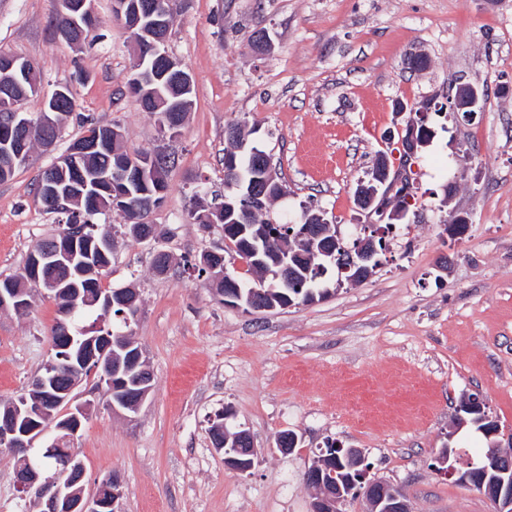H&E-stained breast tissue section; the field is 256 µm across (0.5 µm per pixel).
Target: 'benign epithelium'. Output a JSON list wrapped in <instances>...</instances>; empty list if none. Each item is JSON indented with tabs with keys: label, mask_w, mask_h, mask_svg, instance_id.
I'll use <instances>...</instances> for the list:
<instances>
[{
	"label": "benign epithelium",
	"mask_w": 512,
	"mask_h": 512,
	"mask_svg": "<svg viewBox=\"0 0 512 512\" xmlns=\"http://www.w3.org/2000/svg\"><path fill=\"white\" fill-rule=\"evenodd\" d=\"M61 11L66 13L70 27L79 31L81 36H86L90 21L95 19L94 0H63ZM112 12L124 21L126 29L137 45L136 62L127 83L129 93L146 101L154 111L162 113V117L170 122V127H175V123L171 122V112L175 111V108L167 106V100L158 84L172 79L184 88L190 89L192 78L165 51V29L170 25V10L148 0H112ZM32 69L34 65L27 60L21 64L14 60L6 61L0 66V81L6 85L17 84L19 75ZM69 91L70 87L66 85L58 87L51 101L45 104V112L37 120L22 111L17 104H6L5 108L12 111V116L0 144L11 149L18 161L26 162V146L17 135L21 133L27 137L34 128L42 129L51 125L47 113L56 111L58 104L69 99ZM480 98L481 92L476 86L459 83L452 97L453 114L465 122L471 121L477 112L481 111ZM428 133L429 129L419 128L417 121H412L406 126L405 135L400 140L403 163L396 169L390 166L385 154L377 156L373 169L374 176L367 183L360 185L356 193L360 210L376 213L380 220L388 224L407 218L408 207L387 204L386 187L390 181L398 185L409 183L406 166L425 146ZM119 137L120 132L116 128L106 126L97 133L95 139L86 144L85 151L96 150L101 145L118 140ZM259 167L263 175L249 190L252 201L262 198L275 183L271 165L261 163ZM106 180L112 182V200L118 204L119 214L125 217L127 223L138 225L141 239L146 241L160 238L161 233L157 226L147 220L148 214L155 208V202L151 199L133 200V195L126 184L125 172L118 168L112 170L106 176ZM331 224L332 220L327 218L325 212L313 213L305 219V226L299 229L297 239L313 252L321 247L322 236L332 232ZM69 245L68 241L57 240L51 247L35 252L33 265L29 267V279L44 285L54 293L65 292L62 288L63 282L46 275V270L66 268L75 263V256L69 252ZM117 293L119 305L128 312L127 318H133L138 310V294L120 289ZM265 295L264 283L260 281L258 286L252 289L248 301L245 302L238 296H228L224 298V304L246 313L275 309L273 305L269 307L264 304ZM66 299L67 306L62 312V318L56 320L55 331L52 334V337L58 340L69 335L67 319L70 311L77 306V298L68 295ZM29 304L25 293L19 290L0 292V310L12 309L17 313H23L29 310ZM126 342L127 334L117 332L114 336L106 338L105 342L90 347L87 364L92 366L93 371L109 380L118 377L129 368L139 370L142 375L139 390L123 400L126 406L136 409L151 390V378L143 353L139 349L130 355L129 361L124 365L112 361V347L128 350L130 346L126 345ZM64 372L70 377L66 389L48 392L44 380L38 377L34 380L33 388L43 391L41 401L27 408L23 419L20 418L19 410L14 407L0 419V450L11 453L17 459L14 471L17 489L24 495L35 498L46 512H120V500L123 496L120 478L114 474L102 480L93 494L85 495V467L73 452L61 468V480L50 482L43 479L42 463L38 458L35 443L55 430L67 433L69 439L74 438L81 429L82 416L86 415V403L76 402L74 395L80 382L79 377L72 374L68 366L64 367ZM464 403L470 409L481 413L483 420L489 422V425L482 429V433L490 444V450L486 456L472 460L463 467H457L451 462V449L444 448L436 458L439 464L437 471L458 484L478 490L491 504L492 512H512V452L503 449L501 441L498 440L501 429L490 423L492 417L486 411L485 403L480 396L472 394ZM64 404L69 406L67 416L54 428L49 423V418H59L57 410ZM241 437L248 447L238 449L236 455L224 454L225 466L236 472L250 470V466L244 464L241 457L248 456L253 461L258 454L250 435L244 431ZM344 456L349 459V470L352 472L347 478L342 474V468H333L324 462L305 472V484L314 489L311 512H341L348 498L347 492L353 487L363 490L367 512H410L400 492L382 481L367 478L365 458L358 450L353 448L349 452H344Z\"/></svg>",
	"instance_id": "1"
}]
</instances>
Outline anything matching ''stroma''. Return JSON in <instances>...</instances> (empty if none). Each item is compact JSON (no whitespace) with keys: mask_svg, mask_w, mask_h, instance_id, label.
I'll return each instance as SVG.
<instances>
[{"mask_svg":"<svg viewBox=\"0 0 512 512\" xmlns=\"http://www.w3.org/2000/svg\"><path fill=\"white\" fill-rule=\"evenodd\" d=\"M102 40L58 39L59 0H0V53L30 60L42 91L22 103L38 116L61 85L75 108L52 147L35 146L0 182V274L59 231L36 182L84 135L87 121L119 126L128 153L175 158L171 189L148 220L162 237L128 236L118 212L103 288H132L130 330L153 373L136 412L113 407L96 374L76 389L89 415L71 441L85 488L123 482L121 512H310L305 472L326 443L359 450L370 475L399 489L411 512H490L477 490L435 469L443 446L466 463L487 441L458 427L459 406L481 394L502 434L512 433V0H176L166 50L192 74V107L177 135L127 93L134 46L112 0H95ZM265 31L268 53L253 48ZM427 60L410 70L412 55ZM466 81L485 91L466 123L430 115L436 135L411 165L417 221L394 225L388 249L363 282L344 283L309 305L251 314L224 305L196 263L224 254L242 266L220 226L190 216L224 190L228 125L272 158L286 186L264 219L296 224L303 209L335 218L343 240L378 223L354 202L377 152L402 162L396 144L414 115L397 101L444 103ZM467 216L450 236L449 211ZM169 256L156 274L157 252ZM57 304L33 293L28 314L0 311V403L28 393L53 355ZM249 431L252 470L224 465L210 427ZM299 446L277 449L281 431Z\"/></svg>","mask_w":512,"mask_h":512,"instance_id":"stroma-1","label":"stroma"}]
</instances>
